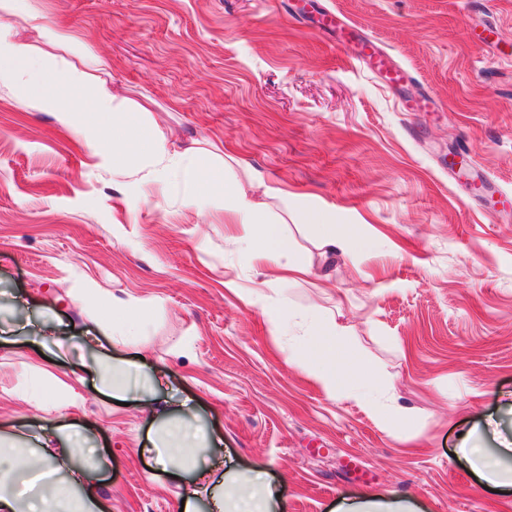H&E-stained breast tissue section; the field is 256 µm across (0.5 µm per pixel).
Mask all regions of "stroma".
<instances>
[{"label":"stroma","instance_id":"35a3bbf8","mask_svg":"<svg viewBox=\"0 0 512 512\" xmlns=\"http://www.w3.org/2000/svg\"><path fill=\"white\" fill-rule=\"evenodd\" d=\"M47 20L108 60L101 78L144 107L171 154H232L365 239L289 289L320 306L349 354L382 381L379 411L327 396L288 366L275 335L267 262L230 242L223 206L201 211L175 184L114 173L84 139L0 81V422L33 447L46 414L19 400L42 371L81 376L59 423L93 454L84 466L104 512H180L196 472L174 482L143 457L163 415L191 409L234 489L256 471L275 512H512V455L499 485L466 449L512 442V214L449 177L448 152L512 193V0H314L341 12L409 70L385 87L349 49L296 16V0H35ZM494 44L471 32L474 17ZM425 94L437 111H404ZM135 199L127 208L126 199ZM151 304L134 345L112 344V301ZM95 336L97 351L83 349ZM139 361L156 393L117 405L96 356ZM38 383V382H37ZM406 410V421L390 416Z\"/></svg>","mask_w":512,"mask_h":512}]
</instances>
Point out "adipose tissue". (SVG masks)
Masks as SVG:
<instances>
[{"label": "adipose tissue", "instance_id": "obj_1", "mask_svg": "<svg viewBox=\"0 0 512 512\" xmlns=\"http://www.w3.org/2000/svg\"><path fill=\"white\" fill-rule=\"evenodd\" d=\"M21 19L40 30L43 38L68 46L81 56L80 66L66 61L47 60L36 55L12 24ZM108 61L83 51L66 30L41 23L40 12L31 0H0V80L7 81L29 108L54 113L60 125L96 143L100 154L111 157L114 171L135 175L149 172L155 179L175 175L188 190L186 202L204 209L223 204L228 221L242 227L233 242L238 249L276 267L274 283L298 284L316 276L314 257L332 262L336 256L357 249L356 237L340 234L336 213L314 206L289 207L285 186L264 170L250 167L236 175L232 157H219L207 149L193 148L172 157L165 140L150 135L142 115L128 110L107 89L88 92L96 73L105 71ZM53 76L55 92H45L43 76ZM110 115L111 128L88 122L87 111ZM311 230L312 254H299L286 223ZM275 331L295 336L288 355L307 377L324 392L336 394L348 387L365 405H372L378 390L373 373L367 368L349 370L343 360L344 333L332 320H322L315 311L298 314L287 301H280ZM35 460L0 448V512H100L96 488L82 465L89 450L77 433L65 434L62 447H52L42 437ZM208 433L185 417L162 423L147 453L160 467L181 457L182 468L196 464L194 453L207 447Z\"/></svg>", "mask_w": 512, "mask_h": 512}]
</instances>
